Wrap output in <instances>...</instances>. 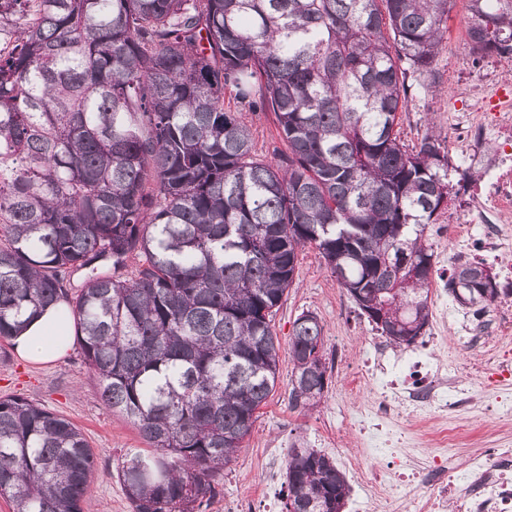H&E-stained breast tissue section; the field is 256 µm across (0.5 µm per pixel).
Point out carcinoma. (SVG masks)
Listing matches in <instances>:
<instances>
[{
    "label": "carcinoma",
    "instance_id": "1",
    "mask_svg": "<svg viewBox=\"0 0 512 512\" xmlns=\"http://www.w3.org/2000/svg\"><path fill=\"white\" fill-rule=\"evenodd\" d=\"M453 4L0 0V338L68 305L98 397L156 450L118 470L132 512L216 497L276 387L271 322L305 246L393 347L413 323L422 335L430 226L476 175L453 182L441 131L410 148L396 126ZM469 10L470 53L512 58V0ZM245 112L272 113L287 151L254 159ZM488 272L457 264L444 287L478 314ZM288 351L290 400L309 409L329 385L315 313ZM94 465L69 420L0 398L13 512H83ZM285 485L296 512H336L348 493L307 447L289 452Z\"/></svg>",
    "mask_w": 512,
    "mask_h": 512
}]
</instances>
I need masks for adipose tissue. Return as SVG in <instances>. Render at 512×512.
Returning <instances> with one entry per match:
<instances>
[{
	"instance_id": "ef3b65f1",
	"label": "adipose tissue",
	"mask_w": 512,
	"mask_h": 512,
	"mask_svg": "<svg viewBox=\"0 0 512 512\" xmlns=\"http://www.w3.org/2000/svg\"><path fill=\"white\" fill-rule=\"evenodd\" d=\"M74 336L73 316L66 305L48 308L12 339L15 350L35 362H51L65 356Z\"/></svg>"
}]
</instances>
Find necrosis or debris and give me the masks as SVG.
<instances>
[{
    "label": "necrosis or debris",
    "instance_id": "4bbe7bcc",
    "mask_svg": "<svg viewBox=\"0 0 512 512\" xmlns=\"http://www.w3.org/2000/svg\"><path fill=\"white\" fill-rule=\"evenodd\" d=\"M463 94L468 102L462 117L466 138L476 144L491 143L497 162L489 169L488 180L478 184L470 201V220L459 223L457 233L472 241L474 251L495 256L504 245L499 227L512 221V78L477 80ZM474 224L483 225L481 234H472ZM465 329L485 350L470 362L469 371L490 382L507 380L512 375V356L501 353L499 344L512 334V304L490 330L472 322ZM364 376L371 377L374 385L372 409L343 422L336 439L341 442L347 432H357L371 452L388 462L375 473L354 472L368 492L372 512H512V448H487L457 463L448 451L458 447L464 433L451 427L437 431L434 447L420 465L405 450L406 433L393 427L398 417L413 421L429 408L445 412L468 403V387L449 379L443 365L427 354L414 360L397 355L389 363L363 356L352 377ZM406 485L418 487L420 497L404 498L401 489Z\"/></svg>",
    "mask_w": 512,
    "mask_h": 512
}]
</instances>
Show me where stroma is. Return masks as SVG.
I'll return each mask as SVG.
<instances>
[{
	"label": "stroma",
	"mask_w": 512,
	"mask_h": 512,
	"mask_svg": "<svg viewBox=\"0 0 512 512\" xmlns=\"http://www.w3.org/2000/svg\"><path fill=\"white\" fill-rule=\"evenodd\" d=\"M470 22L466 0H455L448 15L447 40L435 60V85L413 87L407 109L398 127L406 145L416 144L429 126H437L448 135L450 158H457L465 144L460 133V109L464 103L456 95L457 86L474 78L506 71L507 62L493 56L481 60L470 54L465 30ZM470 194L449 202L440 217V229L432 234L437 271L429 291L427 336H441L432 352L448 368L450 376L460 374L463 363L473 357L464 335L458 333L448 316L451 296L443 289V279L460 258V243L451 229L452 222L466 213ZM317 314L324 349L331 359L347 357L358 362L381 335L368 319L360 315L347 291L336 281L319 251L303 248L295 270L294 282L273 317L272 326L281 350L277 383L255 421L237 458L216 476L220 494L206 512H228L238 504L242 512H283L287 489L283 476L269 478V451L277 449L279 466H286L288 452L302 444L339 459L350 455L364 470L381 467V460L371 458L365 443L348 440L336 448L329 438L343 418L353 417L370 405L368 389L352 390L340 369H333L331 384L317 408L306 411L289 401L293 363L287 349L294 320L302 312ZM473 401L461 414L467 435L456 450L457 461L484 448L512 446V422L501 421L485 410L481 381L468 376ZM19 395L60 415L78 426L95 453L86 512H131L130 503L117 474L126 453L138 450L149 453V445L140 437L136 426L119 412L105 405L96 395V380L85 364L80 346H73L66 356L47 363L20 358L11 340L0 339V397Z\"/></svg>",
	"instance_id": "35a3bbf8"
}]
</instances>
